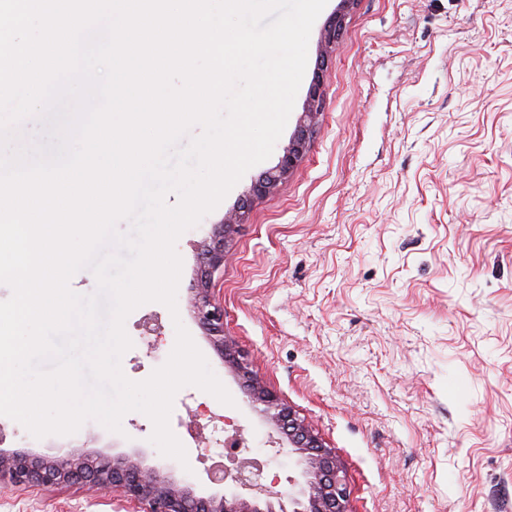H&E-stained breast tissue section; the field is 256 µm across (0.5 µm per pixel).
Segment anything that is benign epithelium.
Segmentation results:
<instances>
[{
  "mask_svg": "<svg viewBox=\"0 0 512 512\" xmlns=\"http://www.w3.org/2000/svg\"><path fill=\"white\" fill-rule=\"evenodd\" d=\"M357 0H339V7L324 26L319 59L308 89L304 111L277 164L252 183L236 209L210 238L199 243L202 267L188 301L189 310L210 336L215 350L241 383L250 402L259 409L270 429L275 452L297 457L301 480H288L283 492L263 483L252 471L235 466L225 477L224 489L207 493L192 474L178 466L157 467L139 448L112 458L73 448L63 456L49 449L0 452V482L59 487L85 484L117 490L141 506L142 512H348L349 489L342 466L313 425L261 383L245 361L236 341L224 335V306L217 302L211 276L224 268V245L243 223L252 201L277 189L306 154L323 110V72L330 49L341 37L346 12Z\"/></svg>",
  "mask_w": 512,
  "mask_h": 512,
  "instance_id": "7a95c632",
  "label": "benign epithelium"
}]
</instances>
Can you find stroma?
<instances>
[{
  "mask_svg": "<svg viewBox=\"0 0 512 512\" xmlns=\"http://www.w3.org/2000/svg\"><path fill=\"white\" fill-rule=\"evenodd\" d=\"M328 0L308 47L311 83ZM299 89L278 140L304 108ZM325 111L296 171L256 199L214 277L224 330L264 384L313 423L347 474L350 512H512V0H358L329 56ZM277 156L250 168L219 206L186 230L177 313L158 302L129 314V380L167 360L182 322L233 405L181 388L170 416L189 466L206 479L190 418L222 415L287 487L299 466L275 454L269 429L187 298L197 246ZM161 335H143V318ZM151 420L121 432L87 420L69 436L34 438L0 416V451L90 442L112 455L146 450ZM88 488L7 486L0 512H126Z\"/></svg>",
  "mask_w": 512,
  "mask_h": 512,
  "instance_id": "stroma-1",
  "label": "stroma"
}]
</instances>
